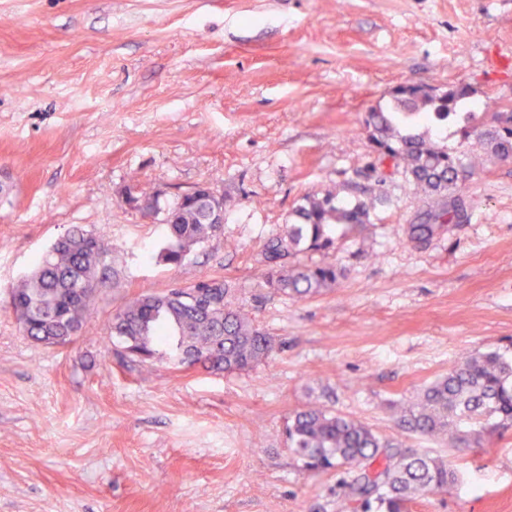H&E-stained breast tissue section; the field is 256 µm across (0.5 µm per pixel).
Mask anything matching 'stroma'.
I'll return each mask as SVG.
<instances>
[{
    "label": "stroma",
    "instance_id": "obj_1",
    "mask_svg": "<svg viewBox=\"0 0 512 512\" xmlns=\"http://www.w3.org/2000/svg\"><path fill=\"white\" fill-rule=\"evenodd\" d=\"M404 82L512 102V0H0V512H337L346 473L288 447L313 405L463 474L409 512H512V431L452 448L393 412L467 355L512 354V158L433 131L483 164L459 182L468 220L410 241L434 200L363 126ZM202 184L224 230L166 264L163 225L123 194ZM331 188L375 202L361 235L299 256L343 277L304 299L258 287L265 240ZM74 225L119 283L72 343L39 344L10 290ZM213 278L277 343L255 368L142 363L111 335L140 294Z\"/></svg>",
    "mask_w": 512,
    "mask_h": 512
}]
</instances>
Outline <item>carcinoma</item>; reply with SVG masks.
<instances>
[{"mask_svg": "<svg viewBox=\"0 0 512 512\" xmlns=\"http://www.w3.org/2000/svg\"><path fill=\"white\" fill-rule=\"evenodd\" d=\"M466 85L430 93L422 85L404 83L391 92L390 104L365 114L364 126L377 160L390 158L414 185L442 198L410 227V240L425 242L445 225L464 216L460 199H443L457 188L460 169H474L476 159H463L414 132L425 123L444 128L463 121L462 132L479 133L493 154L512 156V121L497 98L470 101ZM490 112L496 125L478 130L476 113ZM135 209L165 226L168 244L159 258L179 265L196 245L220 233V205L213 192L197 189L161 206L159 194L128 188ZM373 205L343 204L334 190L308 196L291 213L290 223L263 244V272L258 286L290 298L303 299L335 285L342 276L334 264L306 265L293 261L302 250L333 246L335 227L355 235L370 223ZM102 243L75 226L58 237L37 261L36 268L11 292V305L23 333L36 342L65 344L83 327L84 313L100 288L112 278V267L95 258ZM110 334L124 340L127 354L145 362L172 358L213 372L246 371L267 359L275 342L235 303V288L224 280H209L204 298L191 300L189 288L175 285L163 293L143 294L112 316ZM398 424L410 432L437 436L448 445L483 446L512 429V357L497 350L476 353L456 364L448 375L426 387L400 412ZM288 447L311 472L347 466L344 482L349 512H407L418 496L451 489L460 472L426 455L408 454L393 439L364 423L322 407H308L288 418Z\"/></svg>", "mask_w": 512, "mask_h": 512, "instance_id": "obj_1", "label": "carcinoma"}]
</instances>
